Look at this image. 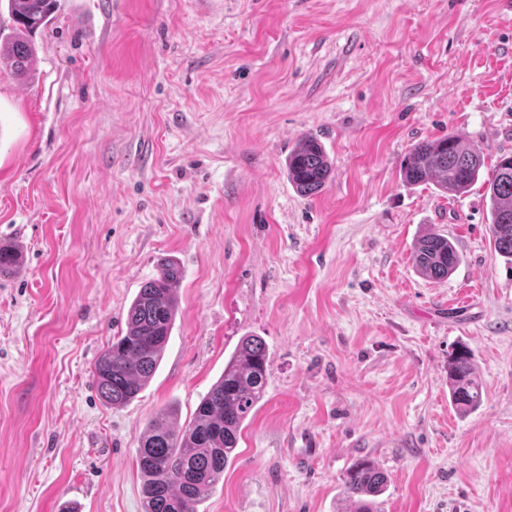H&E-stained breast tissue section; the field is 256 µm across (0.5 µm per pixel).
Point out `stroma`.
I'll list each match as a JSON object with an SVG mask.
<instances>
[{
	"label": "stroma",
	"mask_w": 512,
	"mask_h": 512,
	"mask_svg": "<svg viewBox=\"0 0 512 512\" xmlns=\"http://www.w3.org/2000/svg\"><path fill=\"white\" fill-rule=\"evenodd\" d=\"M32 79L0 74V512H143L150 420L186 425L247 336L263 399L198 512H349L372 460L379 512H512V262L484 183L408 186L404 161L450 134L487 166L512 153L505 0H59ZM306 135L332 170L298 194ZM461 262L417 273L416 240ZM179 309L127 405L94 365L163 258ZM473 352L458 412L448 356ZM288 179L301 195L318 194L330 175L331 166L322 145L313 136L302 138L288 154ZM412 257L418 272L432 280L448 278L461 261L454 243L435 231L418 239ZM448 387L451 400L459 412H469L480 404L482 387L475 376L469 350H457L448 363ZM344 487L355 503L353 512H378L375 497L387 483V476L372 464L361 461L353 465L344 476Z\"/></svg>",
	"instance_id": "obj_1"
}]
</instances>
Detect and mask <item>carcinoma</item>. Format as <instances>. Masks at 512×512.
<instances>
[{
    "instance_id": "1",
    "label": "carcinoma",
    "mask_w": 512,
    "mask_h": 512,
    "mask_svg": "<svg viewBox=\"0 0 512 512\" xmlns=\"http://www.w3.org/2000/svg\"><path fill=\"white\" fill-rule=\"evenodd\" d=\"M7 2L13 27L11 34L0 37V73L28 79L36 70L35 37L56 18L58 0ZM483 167L481 149L465 147L445 135L412 149L403 178L409 185L432 183L440 192L457 196L478 181ZM287 170L296 191L310 197L323 189L331 166L322 145L309 135L288 154ZM487 196L494 250L512 260L511 155L496 160ZM413 261L421 275L441 280L454 271L461 256L448 237L430 231L416 242ZM20 263L18 249L0 243V277ZM182 279L178 262L167 259L133 299L125 333L95 365L98 391L106 403L119 407L131 402L154 374L174 326ZM267 377L266 346L260 338L248 336L224 366L220 379L201 397L187 426H176V418L167 413L149 422L136 455L143 477L144 512H198L201 499L224 479L243 424L264 395ZM448 387L458 411L466 413L480 404L482 387L469 350H457L448 363ZM386 483L387 476L372 464L353 465L344 476L346 493L355 503L353 512H378L375 497Z\"/></svg>"
}]
</instances>
